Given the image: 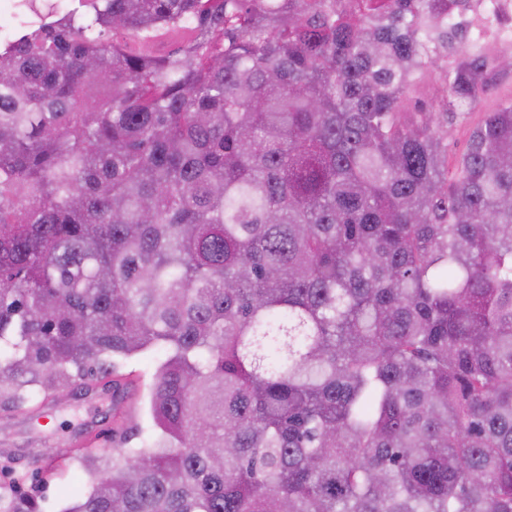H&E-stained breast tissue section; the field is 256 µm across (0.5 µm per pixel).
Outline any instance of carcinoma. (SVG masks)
<instances>
[{
  "label": "carcinoma",
  "instance_id": "cac0c4a2",
  "mask_svg": "<svg viewBox=\"0 0 512 512\" xmlns=\"http://www.w3.org/2000/svg\"><path fill=\"white\" fill-rule=\"evenodd\" d=\"M456 7L17 0L0 404L164 355L149 447L33 461L62 512H512V99L448 162L499 67Z\"/></svg>",
  "mask_w": 512,
  "mask_h": 512
}]
</instances>
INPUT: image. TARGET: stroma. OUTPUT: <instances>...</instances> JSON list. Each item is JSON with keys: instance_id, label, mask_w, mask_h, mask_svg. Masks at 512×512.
<instances>
[{"instance_id": "obj_1", "label": "stroma", "mask_w": 512, "mask_h": 512, "mask_svg": "<svg viewBox=\"0 0 512 512\" xmlns=\"http://www.w3.org/2000/svg\"><path fill=\"white\" fill-rule=\"evenodd\" d=\"M510 96L512 69L496 74L466 117L449 124V154L464 151L472 129L485 112ZM161 357V352L150 351L120 363L118 374L126 390L117 398L108 386L99 385L88 391L68 387L53 398L28 403L17 411L1 409L0 450L11 452L15 469L29 471L34 457L59 459L84 445L102 454L115 448L142 447L151 434L149 389Z\"/></svg>"}]
</instances>
